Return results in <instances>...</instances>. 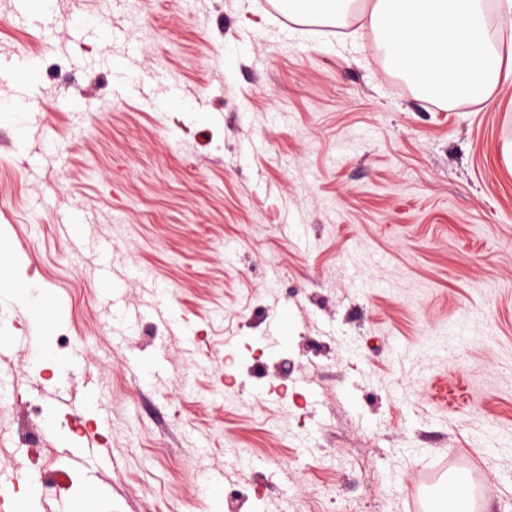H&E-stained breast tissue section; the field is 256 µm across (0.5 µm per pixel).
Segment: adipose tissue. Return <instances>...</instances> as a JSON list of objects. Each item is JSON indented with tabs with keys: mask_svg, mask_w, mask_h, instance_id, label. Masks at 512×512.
Segmentation results:
<instances>
[{
	"mask_svg": "<svg viewBox=\"0 0 512 512\" xmlns=\"http://www.w3.org/2000/svg\"><path fill=\"white\" fill-rule=\"evenodd\" d=\"M369 23L405 75L429 73L426 88L445 99L479 97L512 76V0H505L498 28L485 20L484 0H375Z\"/></svg>",
	"mask_w": 512,
	"mask_h": 512,
	"instance_id": "ef3b65f1",
	"label": "adipose tissue"
}]
</instances>
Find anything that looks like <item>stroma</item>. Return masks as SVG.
Segmentation results:
<instances>
[{
  "mask_svg": "<svg viewBox=\"0 0 512 512\" xmlns=\"http://www.w3.org/2000/svg\"><path fill=\"white\" fill-rule=\"evenodd\" d=\"M16 6L0 0V60L30 57L43 109L0 93V235L30 301L70 304L49 365L0 359V468L49 486L37 512H72L92 477L99 512H209L218 473L223 512H282L287 493L301 512H411L459 474L471 512H512V79L450 104L414 89L369 0L306 24L284 0H52L47 41ZM256 351L253 393L214 397ZM99 277L101 281L108 286V288L105 289V292L108 295L105 299V305L107 309L112 310V307H116L120 301L119 295L121 294V289H112V281L114 280L112 276V264L107 255H104L100 263Z\"/></svg>",
  "mask_w": 512,
  "mask_h": 512,
  "instance_id": "35a3bbf8",
  "label": "stroma"
}]
</instances>
